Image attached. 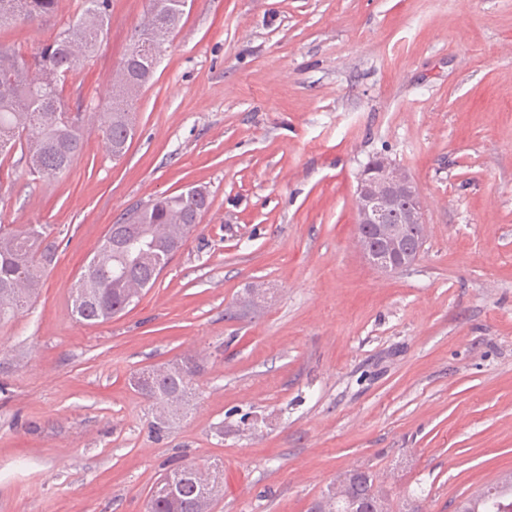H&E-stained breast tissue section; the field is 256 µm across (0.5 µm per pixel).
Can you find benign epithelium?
<instances>
[{
  "instance_id": "1",
  "label": "benign epithelium",
  "mask_w": 512,
  "mask_h": 512,
  "mask_svg": "<svg viewBox=\"0 0 512 512\" xmlns=\"http://www.w3.org/2000/svg\"><path fill=\"white\" fill-rule=\"evenodd\" d=\"M357 233L355 247L375 270L391 274L412 266L421 250L411 252L406 241L416 235L424 241V219L417 183L408 171L387 156H379L360 170L355 190Z\"/></svg>"
}]
</instances>
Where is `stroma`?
I'll use <instances>...</instances> for the list:
<instances>
[{"label": "stroma", "instance_id": "stroma-1", "mask_svg": "<svg viewBox=\"0 0 512 512\" xmlns=\"http://www.w3.org/2000/svg\"><path fill=\"white\" fill-rule=\"evenodd\" d=\"M147 0H111L98 53L59 87L104 111ZM79 0L0 29L31 55ZM113 158L91 132L71 168L0 159V225L58 250L0 323V512H146L170 465L218 463L211 512H309L372 471L396 512H454L512 471V0H194ZM416 180L419 260L356 250L354 190L375 155ZM201 185L211 205L152 288L85 325L70 292L108 227ZM257 312L238 302L254 282ZM203 371L164 432L132 375Z\"/></svg>", "mask_w": 512, "mask_h": 512}]
</instances>
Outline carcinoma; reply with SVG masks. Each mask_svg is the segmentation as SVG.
Here are the masks:
<instances>
[{
    "label": "carcinoma",
    "mask_w": 512,
    "mask_h": 512,
    "mask_svg": "<svg viewBox=\"0 0 512 512\" xmlns=\"http://www.w3.org/2000/svg\"><path fill=\"white\" fill-rule=\"evenodd\" d=\"M58 6L59 0H0V26H33ZM110 7V0H81L76 20L32 57L0 58V156L21 151L32 176L57 177L84 149L90 127L73 124L57 87L74 71L79 58L98 52ZM184 15L178 0H148L147 19L134 29L131 46L115 70L112 100L97 124L111 153H125L128 138L134 135V101L155 72L146 45L169 41ZM209 205V199L184 192L159 196L139 211L136 223L120 225L119 242L104 238L72 288L74 317L93 325L125 311L130 295H139L156 283L171 260L170 249L184 245L198 229L196 216ZM54 247L56 242L40 225L0 227V322L15 317L36 297L43 274L54 260ZM200 372L195 360L176 358L139 371L136 387L157 413L177 418L189 405L191 383ZM203 474L223 483L216 464L197 469L195 463L187 462L171 469L167 476L177 487L175 500L156 499L147 503V512H211V505L204 504ZM342 477L345 485L340 491L322 494L311 512H367L378 500L383 501L384 512H393L392 502L370 472L354 468ZM456 512H512V473L460 501Z\"/></svg>",
    "instance_id": "cac0c4a2"
}]
</instances>
